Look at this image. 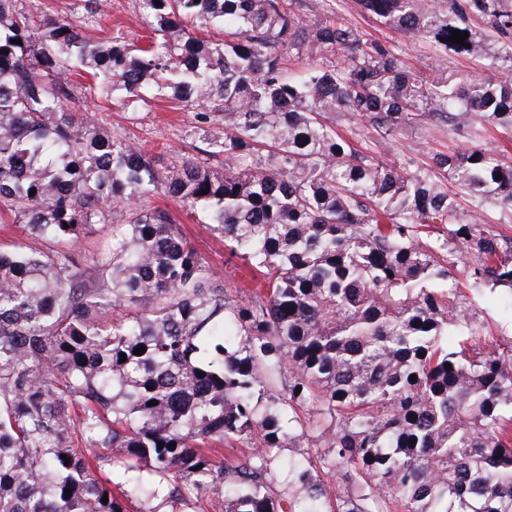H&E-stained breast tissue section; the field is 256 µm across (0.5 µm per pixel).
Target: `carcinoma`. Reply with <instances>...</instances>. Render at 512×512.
Returning <instances> with one entry per match:
<instances>
[{
	"label": "carcinoma",
	"instance_id": "1",
	"mask_svg": "<svg viewBox=\"0 0 512 512\" xmlns=\"http://www.w3.org/2000/svg\"><path fill=\"white\" fill-rule=\"evenodd\" d=\"M17 2L0 0V204L42 240L75 243L114 204L126 231L101 277L58 249L0 250V512H512V352L465 306L512 310V155L460 147L401 172L327 123L512 129V0H355L439 55L489 59L495 81H427L287 0H138L137 43L89 33L101 0L81 21ZM217 23L225 39L200 36ZM287 52L336 64L290 77ZM153 87L211 125L224 174L159 170L67 108ZM158 191L202 206L259 288L204 287L216 275L171 214L141 205ZM462 201L481 218H458Z\"/></svg>",
	"mask_w": 512,
	"mask_h": 512
}]
</instances>
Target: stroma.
<instances>
[{
    "label": "stroma",
    "instance_id": "obj_1",
    "mask_svg": "<svg viewBox=\"0 0 512 512\" xmlns=\"http://www.w3.org/2000/svg\"><path fill=\"white\" fill-rule=\"evenodd\" d=\"M107 4L105 14L98 19L94 37L108 40L120 36L133 40L147 35L148 25L141 16L137 0H107ZM293 6L310 25L341 16L346 24L360 33L395 49L421 77L432 79L444 74L496 80L502 76L500 70L490 67L488 60L483 58L454 53L442 58L436 56L427 41L409 38L363 14L354 0H293ZM70 106L81 114H103L108 130L138 139L155 167L164 168L192 157L215 173L224 171L223 157L206 154L205 132L198 127L194 112L180 109L166 95L144 102L129 100L119 94L110 102L79 97L72 100ZM469 140V127L459 124L457 119L429 118L405 127L390 138L383 158L411 172L428 162L432 154L461 146ZM146 204L166 208L172 213L201 257L217 272L222 287L237 288L243 292L255 288L257 281L253 271L243 260L225 251L222 234L212 230L200 211L151 196L147 197ZM122 224V212L117 209L113 212L111 224H96L87 229L69 250L78 267L84 270L94 268L100 257L101 243L110 239L114 231L120 230ZM467 306L476 325L501 344H512L511 314L498 304L480 297L470 299Z\"/></svg>",
    "mask_w": 512,
    "mask_h": 512
}]
</instances>
